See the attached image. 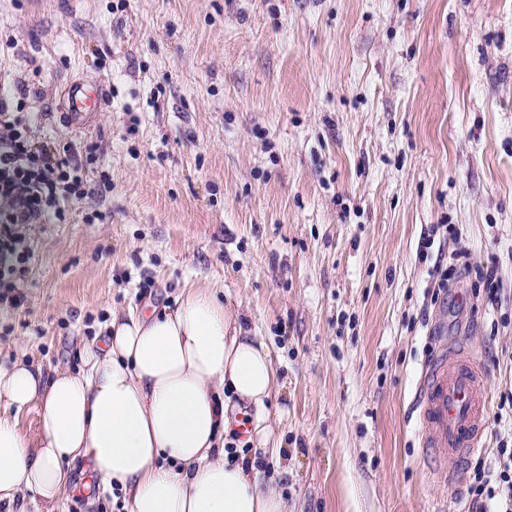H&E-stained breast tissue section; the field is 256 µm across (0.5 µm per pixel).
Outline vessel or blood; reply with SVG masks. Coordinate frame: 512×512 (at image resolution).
<instances>
[{
  "label": "vessel or blood",
  "instance_id": "vessel-or-blood-1",
  "mask_svg": "<svg viewBox=\"0 0 512 512\" xmlns=\"http://www.w3.org/2000/svg\"><path fill=\"white\" fill-rule=\"evenodd\" d=\"M105 104L103 89L76 80L64 91L65 115L72 127H86ZM424 441L442 458L477 453L485 429L487 386L462 353L441 357L425 373L419 395Z\"/></svg>",
  "mask_w": 512,
  "mask_h": 512
}]
</instances>
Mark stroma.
<instances>
[{"label": "stroma", "mask_w": 512, "mask_h": 512, "mask_svg": "<svg viewBox=\"0 0 512 512\" xmlns=\"http://www.w3.org/2000/svg\"><path fill=\"white\" fill-rule=\"evenodd\" d=\"M80 79L107 95L87 131ZM0 91L112 183L30 226L1 344L75 370L114 309L221 286L279 372L268 447L224 445L288 512H472L417 401L467 352L480 458L512 446V0H0ZM104 104V91L97 84L76 80L65 88V115L72 127L85 128L94 113L103 111Z\"/></svg>", "instance_id": "35a3bbf8"}]
</instances>
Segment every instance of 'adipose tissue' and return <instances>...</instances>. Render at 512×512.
Instances as JSON below:
<instances>
[{"label":"adipose tissue","instance_id":"1","mask_svg":"<svg viewBox=\"0 0 512 512\" xmlns=\"http://www.w3.org/2000/svg\"><path fill=\"white\" fill-rule=\"evenodd\" d=\"M81 361L47 373L19 346L0 360V512H59L79 467L129 512H288L224 448L231 398L267 421L278 372L215 288L186 285L161 314L113 311L106 342ZM31 411L35 439L21 422Z\"/></svg>","mask_w":512,"mask_h":512}]
</instances>
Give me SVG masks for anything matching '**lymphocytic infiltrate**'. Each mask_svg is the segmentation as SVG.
I'll use <instances>...</instances> for the list:
<instances>
[{
	"mask_svg": "<svg viewBox=\"0 0 512 512\" xmlns=\"http://www.w3.org/2000/svg\"><path fill=\"white\" fill-rule=\"evenodd\" d=\"M21 122L13 116L0 134V288L9 290L30 258L26 226L64 223L67 203L92 191L69 156L35 147L20 131ZM469 493L475 512H485V501L495 498L512 512V448L499 449L494 467L476 464Z\"/></svg>",
	"mask_w": 512,
	"mask_h": 512,
	"instance_id": "1",
	"label": "lymphocytic infiltrate"
}]
</instances>
